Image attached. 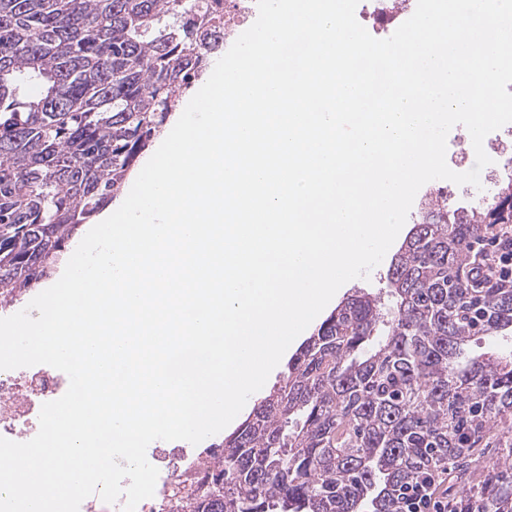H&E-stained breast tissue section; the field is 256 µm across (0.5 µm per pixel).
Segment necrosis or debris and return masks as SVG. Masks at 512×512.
<instances>
[{
	"mask_svg": "<svg viewBox=\"0 0 512 512\" xmlns=\"http://www.w3.org/2000/svg\"><path fill=\"white\" fill-rule=\"evenodd\" d=\"M417 0H360L358 20L370 34L393 30L411 16ZM68 377L47 365L0 371V437L21 442L32 439L39 429V413L46 402L60 398ZM219 448L192 455L182 448H154L147 458L158 468L155 493L141 501L135 512H187L180 495L192 492L209 462L222 456Z\"/></svg>",
	"mask_w": 512,
	"mask_h": 512,
	"instance_id": "necrosis-or-debris-1",
	"label": "necrosis or debris"
}]
</instances>
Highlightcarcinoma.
<instances>
[{"mask_svg": "<svg viewBox=\"0 0 512 512\" xmlns=\"http://www.w3.org/2000/svg\"><path fill=\"white\" fill-rule=\"evenodd\" d=\"M224 40L206 0H0V301L49 279L121 191ZM512 226V181L476 210L431 201L389 274L392 303L344 298L224 449L191 512H401L399 491L452 465L461 512H512V354L457 366L471 337L512 330V282L458 277Z\"/></svg>", "mask_w": 512, "mask_h": 512, "instance_id": "1", "label": "carcinoma"}]
</instances>
